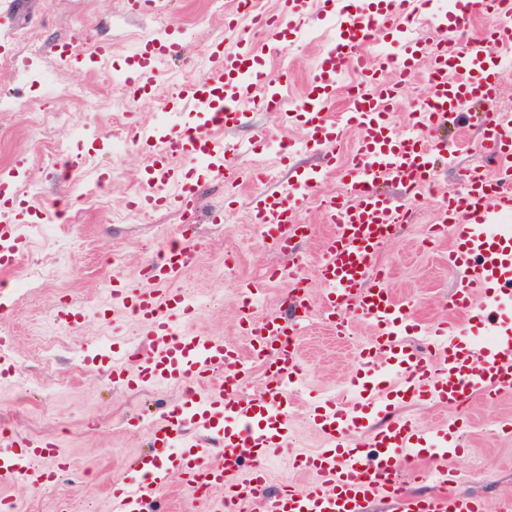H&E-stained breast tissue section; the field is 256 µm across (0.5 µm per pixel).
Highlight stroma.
<instances>
[{"mask_svg": "<svg viewBox=\"0 0 512 512\" xmlns=\"http://www.w3.org/2000/svg\"><path fill=\"white\" fill-rule=\"evenodd\" d=\"M230 0H168L159 13L132 15L127 0H0V55L17 54L42 88H72L69 96H55L39 132H32L21 112L0 115V170L18 164V185L38 187L35 198L21 202L24 231L31 250L0 282V337L8 338L15 373L0 374V426L10 435L39 437L64 448L69 477L31 491L19 483L0 485V498L17 505V512H112V486L126 465L147 452L150 438L145 416L172 409L183 402L182 385L113 386L105 368L86 364L85 353L111 346L128 352L131 342L144 341L143 328L122 307L112 305L107 288L112 277L143 281L145 268L156 258L160 244L180 233L178 211L156 209L151 224L130 212L128 203L150 194L146 165L152 150L128 142L124 150L112 147L116 122L131 127L162 121L166 111L181 114L183 125L197 123L196 113L180 111L172 85L175 73L194 69L206 45L224 34V12ZM183 32L178 58H159L162 78L153 96L131 99L125 114L113 107L110 74L60 66L53 45L75 35L90 34L112 44V63L123 66L143 33L159 28ZM316 37H302L282 53L264 51L259 70L276 74L288 68V104L296 106L305 94L318 50ZM471 115L451 138L462 147L447 164H438L435 189L414 202L412 222L400 225L381 247L378 263L388 271L389 287L427 325L449 316L448 303L458 274L448 264V242L428 239V226L443 195L462 189L461 173L477 163V114ZM236 140L257 141L256 155L269 163L274 180H284L322 165L318 148L301 144L299 126H282L269 112L254 113L237 130ZM61 140L62 153L45 158V144ZM179 166L199 184L191 225L202 245L196 268L174 281L200 307L186 331L219 336L247 346L241 333V280L260 279L271 268L290 264V256L266 245L249 221L252 187L241 193L207 178L203 164L187 160ZM44 273V288L24 290L29 267ZM72 304L87 314L76 324H58L54 314ZM42 326L69 339L67 349L48 356L34 334ZM370 336L366 322L349 319V335L337 341L320 319L310 320L298 339L303 360L300 393L293 408L292 437L266 464L271 489L285 485L306 490L315 487L313 475L294 468L298 455L325 448L314 420L327 400L346 391V379L356 363V347ZM465 415L467 446L448 463L459 475V495L474 496L495 505L512 495V393L494 403L474 401ZM151 512H216V504L194 495L183 476L174 475L149 503Z\"/></svg>", "mask_w": 512, "mask_h": 512, "instance_id": "obj_1", "label": "stroma"}]
</instances>
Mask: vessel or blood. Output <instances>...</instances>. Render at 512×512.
<instances>
[{"label":"vessel or blood","mask_w":512,"mask_h":512,"mask_svg":"<svg viewBox=\"0 0 512 512\" xmlns=\"http://www.w3.org/2000/svg\"><path fill=\"white\" fill-rule=\"evenodd\" d=\"M305 3L279 0L269 10L264 0H238L225 14V36L211 47L209 69L180 92L184 107L201 113L202 122L192 129L178 124L164 130L135 127L137 140L155 146L149 180L157 192L143 196L139 204L145 210H193L198 185L176 171L174 163L181 159L204 162L207 172L228 187L238 174L263 181L259 169L242 171L235 165L237 156L252 151V144L227 140V133L248 124L256 111L275 112L285 124H300L307 141L324 148V167L254 195L249 215L267 245L290 255L295 241L304 236L299 212L309 198H316L331 226L318 259L323 315L340 336L348 333L349 313L373 329L357 353L365 370L352 380L357 395L348 405L331 403L318 414L315 424L326 446L295 460L296 467L315 475L316 486L268 492L266 462L290 432L289 386L302 375L297 338L299 320L312 311L307 284L302 278L293 283V320L244 315L253 343L265 353L271 383L240 398L251 370L249 357L222 338L179 329L195 307L188 294L169 285L198 258L194 238L183 237L163 250L147 283L114 279L113 302L146 327L151 351L133 366L116 356L107 357L106 365L120 386L189 379L202 385L203 395H188L180 407L150 420L152 449L138 459L132 473L115 482L113 512H144L148 498L173 472L185 475L192 487L223 493L234 512L256 502L263 512H371L373 503L384 498L398 512H483L482 500L454 492V475L447 468L448 459L462 448L461 422L442 425L429 435L409 421L389 419L388 413L394 400L405 397L463 411L475 398L493 400L512 391V334L497 332L495 324L497 311L512 303V226L500 221L512 213V114L497 108L501 76L494 66L501 52L512 51V0H469L466 12L454 17L429 15L434 33L429 40L411 34L422 15H428V0H365L353 11L344 0H317L309 13ZM488 8L496 22L467 34L472 17ZM245 15L262 28L275 51L310 21L337 18L328 49L315 61L311 91L295 111L282 109L287 71L272 80L254 68L257 49L240 23ZM181 47L180 37L171 32L142 43L128 72L132 93L150 94L158 82L154 55L175 56ZM64 49V60L72 68L112 63L109 43H92L82 34ZM351 69L360 73L361 81L349 90L344 111L333 113L339 81ZM418 75L425 78L426 94L410 113V133L400 134L392 116L409 80ZM475 101L486 107L479 152L495 159L498 167L492 177L476 167L466 169L462 191L442 197L428 228L432 238L451 231L461 242L448 253L449 265L460 274L450 302L465 319L449 318L425 328L437 354L427 361L410 348L405 336L410 314L393 297L386 272L376 263L380 248L405 223L410 207L384 195L379 186L391 181L406 194L417 195L433 179L438 159L456 152L455 142L441 139L440 131L457 127ZM347 125L359 133L347 171L348 189L317 196L324 177L336 169L335 144ZM15 199L1 176V271L11 269L29 245ZM474 319L485 328L488 342L466 340L464 323ZM378 365L383 368L379 374L374 371ZM381 415L387 423L373 425V418ZM195 431L212 440V447L188 444V434ZM424 444L435 461L432 474L438 489L417 500L406 495L396 467L399 460L418 458ZM66 467L52 442L16 437L0 448L1 482L21 480L38 488Z\"/></svg>","instance_id":"1"}]
</instances>
